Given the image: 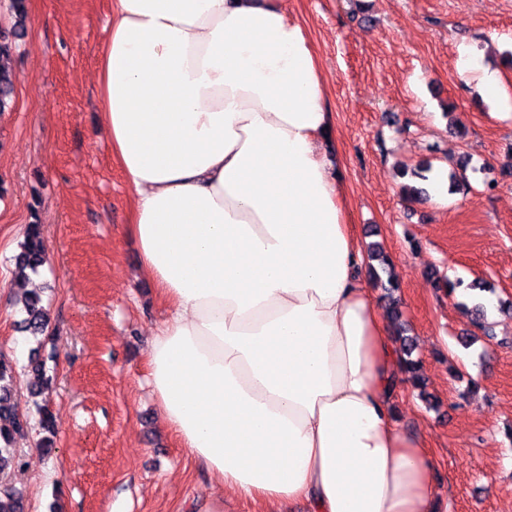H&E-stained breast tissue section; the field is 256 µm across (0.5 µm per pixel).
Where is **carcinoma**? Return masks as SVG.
I'll return each instance as SVG.
<instances>
[{"label": "carcinoma", "instance_id": "1", "mask_svg": "<svg viewBox=\"0 0 512 512\" xmlns=\"http://www.w3.org/2000/svg\"><path fill=\"white\" fill-rule=\"evenodd\" d=\"M15 15V24L11 37L0 36V112L10 107L14 89V75L11 62L14 55L15 40L26 33V0H10ZM366 255L371 262L369 269L374 280L383 288L382 300L388 311L395 315L396 338L399 343L401 366L407 381L419 390V397L433 408L435 404L425 390L424 379L420 376L421 360L414 355L416 345L413 337L407 334V328L401 321L399 303L393 293L399 289L389 258L382 244L371 241L366 245ZM47 263V255L42 239L41 226L37 222L27 225L23 242L15 256L14 275L27 278L28 273L36 274ZM26 317L23 320L25 330L32 336H49L50 319L37 292H28L19 300ZM469 312L475 327L485 337L494 338L493 330L485 320V309L481 303L474 304ZM29 393L41 394L55 381L56 374L46 366V362L34 353L29 361ZM17 372L13 362L0 355V472L22 464V456L15 447L16 437L25 434L30 428V415L19 409L16 400ZM40 431L44 433L38 447L49 454L54 449L56 425L52 412L46 406L36 409ZM0 512H23L21 496L11 488L0 487Z\"/></svg>", "mask_w": 512, "mask_h": 512}]
</instances>
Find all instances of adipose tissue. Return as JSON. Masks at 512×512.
<instances>
[{
  "instance_id": "1",
  "label": "adipose tissue",
  "mask_w": 512,
  "mask_h": 512,
  "mask_svg": "<svg viewBox=\"0 0 512 512\" xmlns=\"http://www.w3.org/2000/svg\"><path fill=\"white\" fill-rule=\"evenodd\" d=\"M96 71L131 189L141 272L165 318L147 383L223 489L282 512H439L436 465L403 430L394 330L359 275L334 120L283 0H108ZM484 100L499 71L464 47Z\"/></svg>"
}]
</instances>
